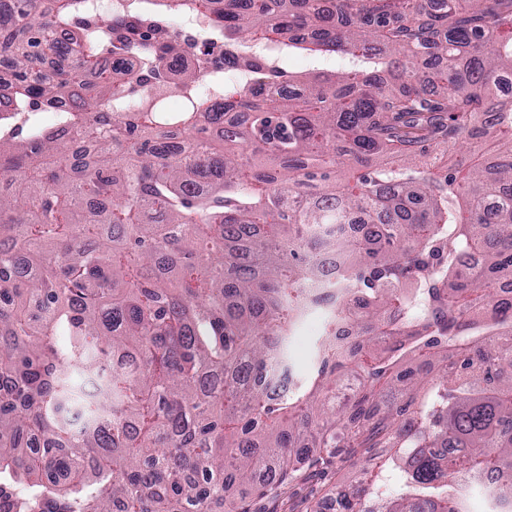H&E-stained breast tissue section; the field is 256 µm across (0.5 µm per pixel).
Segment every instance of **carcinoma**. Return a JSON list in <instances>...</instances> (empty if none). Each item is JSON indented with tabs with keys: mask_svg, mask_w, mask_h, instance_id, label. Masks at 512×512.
I'll return each mask as SVG.
<instances>
[{
	"mask_svg": "<svg viewBox=\"0 0 512 512\" xmlns=\"http://www.w3.org/2000/svg\"><path fill=\"white\" fill-rule=\"evenodd\" d=\"M82 2L0 0V125L28 113L0 136V512H217L368 442L339 512L512 479V0H155L238 47L231 85L168 15L92 30ZM260 50L346 63L282 80ZM144 54L183 111L115 122ZM475 138L445 170L425 148ZM320 323L324 328V318L321 312L312 313L299 323L294 336L289 340V352L295 370L301 376L307 375L310 371L313 360V346L319 337Z\"/></svg>",
	"mask_w": 512,
	"mask_h": 512,
	"instance_id": "carcinoma-1",
	"label": "carcinoma"
}]
</instances>
